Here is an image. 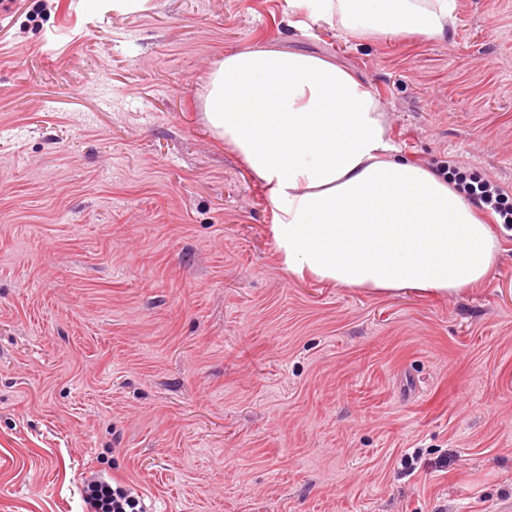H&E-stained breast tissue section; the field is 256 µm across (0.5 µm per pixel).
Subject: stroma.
Here are the masks:
<instances>
[{
  "label": "stroma",
  "mask_w": 512,
  "mask_h": 512,
  "mask_svg": "<svg viewBox=\"0 0 512 512\" xmlns=\"http://www.w3.org/2000/svg\"><path fill=\"white\" fill-rule=\"evenodd\" d=\"M451 37L288 25V0L0 10V512H493L512 505V232L434 299L299 277L202 118L251 45L369 83L391 140L512 194V0ZM88 512H143L139 500L124 485L94 481L85 491Z\"/></svg>",
  "instance_id": "stroma-1"
}]
</instances>
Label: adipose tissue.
Here are the masks:
<instances>
[{
  "label": "adipose tissue",
  "instance_id": "obj_1",
  "mask_svg": "<svg viewBox=\"0 0 512 512\" xmlns=\"http://www.w3.org/2000/svg\"><path fill=\"white\" fill-rule=\"evenodd\" d=\"M292 27L448 36L454 0H288ZM203 118L266 191L286 270L376 295L484 284L500 247L447 178L408 161L371 86L318 56L250 47L211 72Z\"/></svg>",
  "mask_w": 512,
  "mask_h": 512
}]
</instances>
